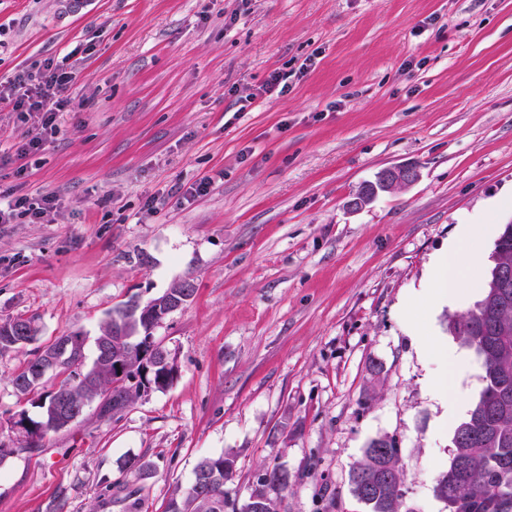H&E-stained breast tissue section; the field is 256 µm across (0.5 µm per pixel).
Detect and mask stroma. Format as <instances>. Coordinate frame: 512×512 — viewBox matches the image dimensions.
Returning a JSON list of instances; mask_svg holds the SVG:
<instances>
[{
  "instance_id": "stroma-1",
  "label": "stroma",
  "mask_w": 512,
  "mask_h": 512,
  "mask_svg": "<svg viewBox=\"0 0 512 512\" xmlns=\"http://www.w3.org/2000/svg\"><path fill=\"white\" fill-rule=\"evenodd\" d=\"M47 59L75 80L25 175L28 125L0 112V188L59 201L0 224V323L39 326L0 354V512H165L220 454L237 503L276 466L280 512H368L350 473L378 437L405 512H447V397L473 407L483 370L421 342L455 344L447 318L482 298L494 239L464 302L421 289L458 225L512 222V0H0V85ZM396 165L418 181L348 208ZM185 280L153 331L169 386L23 451L10 419L54 387L14 389L36 347L80 330L94 359L112 308Z\"/></svg>"
}]
</instances>
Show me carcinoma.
I'll return each instance as SVG.
<instances>
[{
    "instance_id": "cac0c4a2",
    "label": "carcinoma",
    "mask_w": 512,
    "mask_h": 512,
    "mask_svg": "<svg viewBox=\"0 0 512 512\" xmlns=\"http://www.w3.org/2000/svg\"><path fill=\"white\" fill-rule=\"evenodd\" d=\"M497 265H492L482 299L467 313L448 317V331L462 345L475 351L483 369L484 388L468 417L452 438L448 468L435 478L433 492L448 512H512V287L500 288ZM110 319L120 325L131 323L138 336L131 341L108 336L103 326L90 367H85L86 338L70 333L74 343L66 355L56 358L54 371L66 375L42 404L39 419L21 426L24 447L40 448L51 431L66 427L74 406L98 402L100 414L116 416L141 394L147 381L153 389L168 386L156 358L162 346L143 323L131 320L127 304L112 309ZM38 334L35 320L16 317L0 323V353L33 342ZM51 347L36 353L13 379L18 395L25 396L45 377L38 368L48 362ZM122 363V370L116 369ZM394 441L380 437L370 441L362 458L353 467L350 480L354 495L370 512H402L403 471L385 477V467L398 458ZM234 459L228 455L201 458L194 469V481L186 493L169 499L166 512H225L224 483L232 474ZM288 486V472L276 467L264 470L254 503L246 502L232 512H278V495Z\"/></svg>"
}]
</instances>
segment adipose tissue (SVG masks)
Listing matches in <instances>:
<instances>
[{
    "mask_svg": "<svg viewBox=\"0 0 512 512\" xmlns=\"http://www.w3.org/2000/svg\"><path fill=\"white\" fill-rule=\"evenodd\" d=\"M493 232L492 225L474 229L460 225L457 236L449 243L446 253L436 261L438 287L447 289L449 302L463 299L472 278V264L482 252L484 242Z\"/></svg>",
    "mask_w": 512,
    "mask_h": 512,
    "instance_id": "1",
    "label": "adipose tissue"
}]
</instances>
